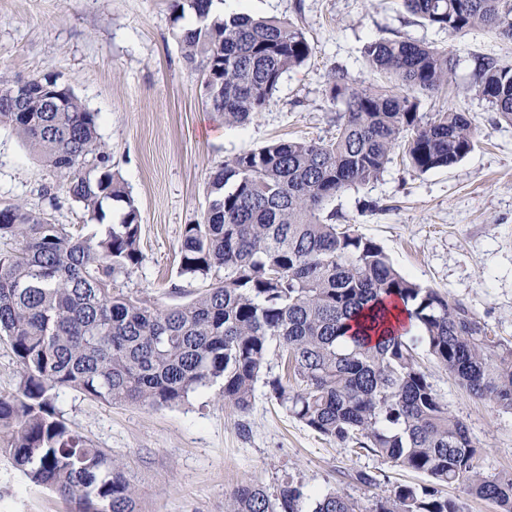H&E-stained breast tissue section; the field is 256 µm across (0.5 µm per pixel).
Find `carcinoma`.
Here are the masks:
<instances>
[{
    "instance_id": "cac0c4a2",
    "label": "carcinoma",
    "mask_w": 512,
    "mask_h": 512,
    "mask_svg": "<svg viewBox=\"0 0 512 512\" xmlns=\"http://www.w3.org/2000/svg\"><path fill=\"white\" fill-rule=\"evenodd\" d=\"M213 0H172L196 25L178 38L202 77L207 104L243 126L304 65L313 46L296 24L244 12L211 17ZM427 26L464 35L483 29L512 42V0H403ZM362 55L384 84L361 86L331 72L330 99L343 106L336 136L280 140L240 154L208 178L200 220L187 224L179 277L205 286L175 305L143 301L118 285L146 260L138 208L98 132V114L70 92L59 112H1L14 133L93 218L103 202L127 210L96 238L21 203L0 207V336L20 369L17 392L0 396V450L35 485L74 503V512H136L122 468L87 444L58 408L63 390L112 404L173 407L222 383L224 402L252 405L271 347L285 355L299 390L273 378L275 398L300 422L352 443L428 482L399 485L374 512H462L442 487L512 512V472L488 474L466 423L436 392L417 348L469 395L512 412V342L491 335L463 301L398 271L377 242L334 223L336 194L378 180L404 145L410 167L448 168L475 147L468 113L426 116L421 97L457 83L445 49L375 38ZM467 90L512 124V65L482 58ZM400 303L417 332L386 329ZM303 485L287 477L273 492L243 485L227 512H303ZM311 512H356L338 490Z\"/></svg>"
}]
</instances>
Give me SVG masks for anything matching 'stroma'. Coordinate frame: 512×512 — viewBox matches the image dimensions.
Here are the masks:
<instances>
[{
  "mask_svg": "<svg viewBox=\"0 0 512 512\" xmlns=\"http://www.w3.org/2000/svg\"><path fill=\"white\" fill-rule=\"evenodd\" d=\"M237 3L255 16L292 21L314 48L242 127L225 125L211 112L197 72L184 61L171 0H0V76L58 75L98 114L112 171L140 211L146 260L125 291L167 301L182 233L200 217L210 172L275 140L335 136L338 107L326 93L330 69L340 66L372 83L363 44L402 37L458 59V86L423 98L421 110L468 112L478 144L458 164L428 173L394 159L377 181L337 195L336 221L376 240L417 283L467 302L494 335L512 341V125L500 121L487 100L463 90L475 58L512 63V42L484 30L455 36L423 25L402 0ZM17 201L86 235L104 234L124 214L123 203L108 200L104 219H90L2 125L0 204ZM422 364L451 412L467 424L484 471H512V413L470 397L431 357ZM281 372L279 356L269 353L245 413L225 405L215 386L172 408L92 401L71 390L61 393L58 406L73 429L121 465L137 512H225L237 486L271 491L287 474L308 494L337 489L358 512H372L397 485L420 483V475L327 440L291 416L267 385ZM362 473L372 483L360 482ZM0 512L72 509L53 490L31 485L0 451Z\"/></svg>",
  "mask_w": 512,
  "mask_h": 512,
  "instance_id": "stroma-1",
  "label": "stroma"
}]
</instances>
